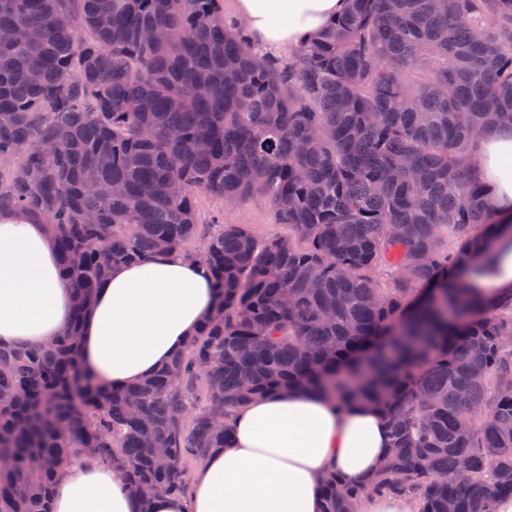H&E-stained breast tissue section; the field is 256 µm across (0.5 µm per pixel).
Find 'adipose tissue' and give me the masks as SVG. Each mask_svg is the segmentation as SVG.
<instances>
[{
    "label": "adipose tissue",
    "mask_w": 512,
    "mask_h": 512,
    "mask_svg": "<svg viewBox=\"0 0 512 512\" xmlns=\"http://www.w3.org/2000/svg\"><path fill=\"white\" fill-rule=\"evenodd\" d=\"M350 0H233L256 51L274 56L319 36ZM476 172L501 224L489 248L495 263L477 285L491 302L512 296V129L488 132ZM215 301L204 266L175 252L112 267L80 327L85 363L115 389L152 374L184 352ZM74 316L73 288L59 266L48 225L0 215V343L41 346ZM230 448L214 451L189 496H154L151 512H321V483L333 471L357 484L389 446L383 414L370 405L338 408L297 388L249 400L229 418ZM120 475L88 458L62 473L54 512H135Z\"/></svg>",
    "instance_id": "1"
}]
</instances>
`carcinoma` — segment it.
I'll list each match as a JSON object with an SVG mask.
<instances>
[{"mask_svg": "<svg viewBox=\"0 0 512 512\" xmlns=\"http://www.w3.org/2000/svg\"><path fill=\"white\" fill-rule=\"evenodd\" d=\"M223 2L0 0V212L49 222L75 304L50 343L0 346V512H54L81 452L150 512L230 447L235 409L293 387L391 432L366 482L325 477L322 512L369 493L493 512L512 494V299L482 305L467 273L500 231L473 154L512 126V0H351L285 62ZM203 194L260 195L288 234L206 224ZM160 252L204 265L214 305L185 352L113 390L80 322L112 266Z\"/></svg>", "mask_w": 512, "mask_h": 512, "instance_id": "carcinoma-1", "label": "carcinoma"}]
</instances>
